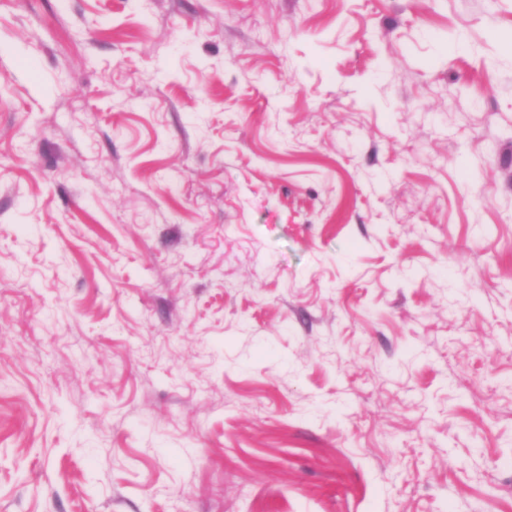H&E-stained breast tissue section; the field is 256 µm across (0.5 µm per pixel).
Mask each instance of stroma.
<instances>
[{"label": "stroma", "instance_id": "35a3bbf8", "mask_svg": "<svg viewBox=\"0 0 512 512\" xmlns=\"http://www.w3.org/2000/svg\"><path fill=\"white\" fill-rule=\"evenodd\" d=\"M0 512H512V0H0Z\"/></svg>", "mask_w": 512, "mask_h": 512}]
</instances>
